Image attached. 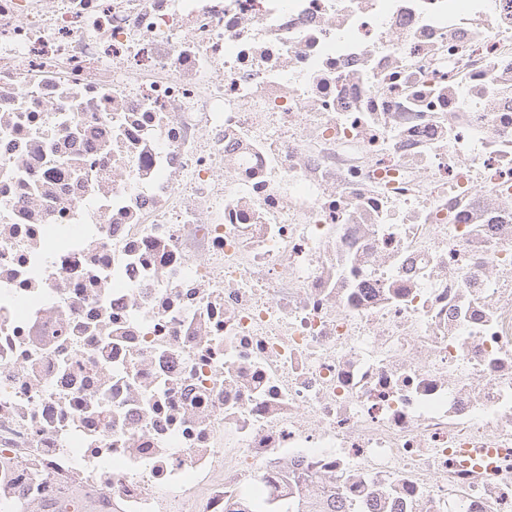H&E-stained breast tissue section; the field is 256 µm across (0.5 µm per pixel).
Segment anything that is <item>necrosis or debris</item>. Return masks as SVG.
<instances>
[{
    "mask_svg": "<svg viewBox=\"0 0 512 512\" xmlns=\"http://www.w3.org/2000/svg\"><path fill=\"white\" fill-rule=\"evenodd\" d=\"M297 494L512 512V0H0V512Z\"/></svg>",
    "mask_w": 512,
    "mask_h": 512,
    "instance_id": "1",
    "label": "necrosis or debris"
}]
</instances>
